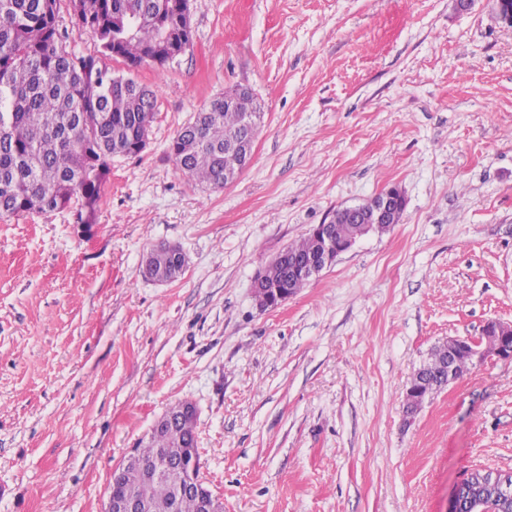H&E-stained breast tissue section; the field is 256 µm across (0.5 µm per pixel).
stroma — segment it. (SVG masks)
<instances>
[{"label": "stroma", "instance_id": "1", "mask_svg": "<svg viewBox=\"0 0 512 512\" xmlns=\"http://www.w3.org/2000/svg\"><path fill=\"white\" fill-rule=\"evenodd\" d=\"M193 42L142 64L158 112L94 219L0 216V512H103L112 472L178 400L224 512H448L512 473V360L403 409L439 342L512 323V27L495 0H189ZM264 111L250 166L204 188L168 151L224 92ZM399 224L282 305L256 275L390 187ZM172 283L140 268L158 243ZM186 265V255L178 247L160 243L148 252L141 273L148 280L171 283L181 277Z\"/></svg>", "mask_w": 512, "mask_h": 512}]
</instances>
